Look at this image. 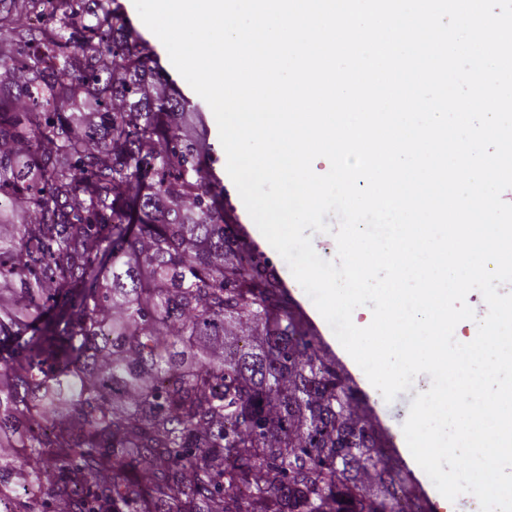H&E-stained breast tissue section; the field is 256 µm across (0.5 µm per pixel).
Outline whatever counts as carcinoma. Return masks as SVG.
Returning <instances> with one entry per match:
<instances>
[{
	"mask_svg": "<svg viewBox=\"0 0 512 512\" xmlns=\"http://www.w3.org/2000/svg\"><path fill=\"white\" fill-rule=\"evenodd\" d=\"M172 84L124 0H0V501L422 512L275 270L242 263Z\"/></svg>",
	"mask_w": 512,
	"mask_h": 512,
	"instance_id": "1",
	"label": "carcinoma"
}]
</instances>
